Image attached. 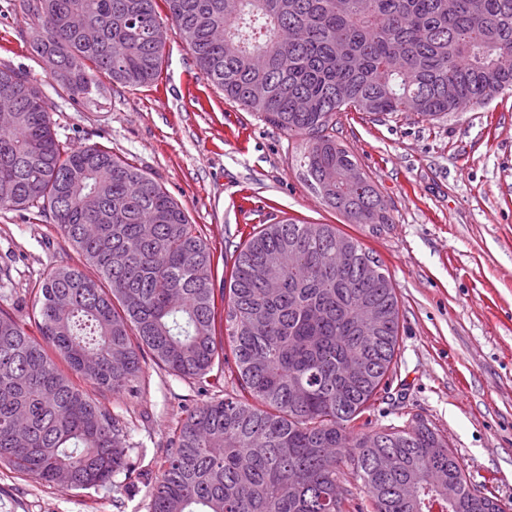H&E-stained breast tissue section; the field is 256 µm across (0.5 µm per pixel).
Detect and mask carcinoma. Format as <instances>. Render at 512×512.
I'll return each instance as SVG.
<instances>
[{"label": "carcinoma", "mask_w": 512, "mask_h": 512, "mask_svg": "<svg viewBox=\"0 0 512 512\" xmlns=\"http://www.w3.org/2000/svg\"><path fill=\"white\" fill-rule=\"evenodd\" d=\"M13 0L74 96L91 71L153 83L159 8L224 97L306 138L325 203L378 234L381 193L336 139L343 112L425 121L512 89V0ZM79 13L90 44L68 27ZM0 209L50 217L83 257L51 268L37 330L0 310V465L63 490L131 478L126 427L84 389L135 391L145 356L200 378L233 357L238 389L177 425L150 512H508L472 495L424 419L358 431L395 370L400 306L373 252L333 224H264L214 288L184 208L112 149L58 139L41 84L0 66ZM98 192L97 210L83 200ZM224 322V335L216 333Z\"/></svg>", "instance_id": "obj_1"}]
</instances>
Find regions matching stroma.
Instances as JSON below:
<instances>
[{
    "mask_svg": "<svg viewBox=\"0 0 512 512\" xmlns=\"http://www.w3.org/2000/svg\"><path fill=\"white\" fill-rule=\"evenodd\" d=\"M28 20L0 0V64L41 83L60 140L108 146L156 180L223 259L264 224H333L372 250L401 312L391 401L368 418L373 430L421 416L447 440L472 484L512 506V92L432 121L413 112H352L337 139L379 188L393 222L381 235L346 223L304 175L306 146L225 99L198 73L190 48L169 29L157 80L128 87L107 74L74 97L29 45ZM55 224L0 211V309L31 320L44 272L80 265ZM144 365L136 395L102 394L127 425L129 461L156 472L188 410L235 388ZM147 480L79 490L53 488L0 465V512H150Z\"/></svg>",
    "mask_w": 512,
    "mask_h": 512,
    "instance_id": "1",
    "label": "stroma"
}]
</instances>
